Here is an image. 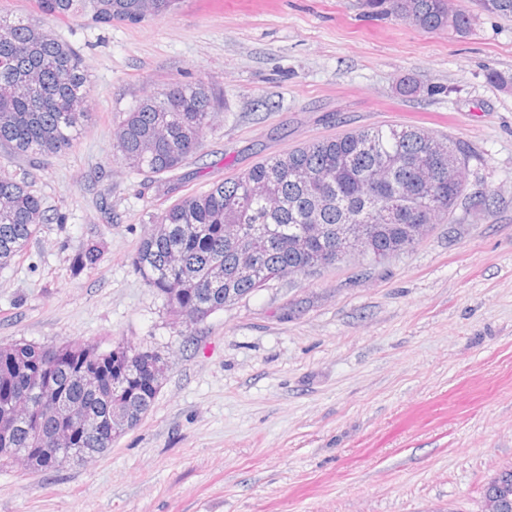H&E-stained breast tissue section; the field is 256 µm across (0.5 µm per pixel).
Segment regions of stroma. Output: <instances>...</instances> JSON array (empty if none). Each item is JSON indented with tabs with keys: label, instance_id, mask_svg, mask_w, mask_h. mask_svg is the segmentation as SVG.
Instances as JSON below:
<instances>
[{
	"label": "stroma",
	"instance_id": "stroma-1",
	"mask_svg": "<svg viewBox=\"0 0 512 512\" xmlns=\"http://www.w3.org/2000/svg\"><path fill=\"white\" fill-rule=\"evenodd\" d=\"M468 35L365 0H179L131 25L39 16L79 50L90 116L71 150L0 160L48 214L0 267V345L159 352L152 409L109 451L42 472L0 464V512H483L512 466V18L454 0ZM418 86L402 94V79ZM202 80L218 96L178 183L144 184L116 131L139 101ZM419 125L470 151L471 205L411 251L270 281L180 329L134 265L179 198L311 140ZM101 257L76 270L88 245Z\"/></svg>",
	"mask_w": 512,
	"mask_h": 512
}]
</instances>
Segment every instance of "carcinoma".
<instances>
[{
  "label": "carcinoma",
  "mask_w": 512,
  "mask_h": 512,
  "mask_svg": "<svg viewBox=\"0 0 512 512\" xmlns=\"http://www.w3.org/2000/svg\"><path fill=\"white\" fill-rule=\"evenodd\" d=\"M424 32L446 30L465 36L472 18L451 0H369ZM490 13L511 17L512 0H480ZM176 0H38L44 15L75 17L88 11L101 24L138 23L164 17ZM88 75L76 49L23 15L0 14V148L5 159L50 157L71 148L89 112ZM216 93L204 81L175 82L141 100L118 132L121 159L152 183L173 177L202 149L215 116ZM457 163L452 183L440 173L448 159ZM467 154L464 145L415 125L352 130L310 141L267 157L239 175L169 206L141 240L135 264L144 283L164 297L185 328L198 325L290 267L318 266L322 253L336 249V226H371L369 255L377 260L414 248L421 240L416 224H435L464 199ZM51 218L28 183L0 177V267L19 256L40 225ZM255 260L251 276L240 274L238 251ZM94 245L76 257V267L93 269ZM116 351L93 345L19 342L0 347V416L24 388L28 416L0 425V460L11 450L34 454L54 446L67 424L66 406L81 403L112 417V364ZM93 365L101 377L98 392L82 385ZM59 387L48 401L34 391L47 382ZM157 390L130 387L120 397L130 420L124 427L79 437L76 447L104 453L135 428L151 409ZM484 501L512 512V468L499 471L484 490Z\"/></svg>",
  "instance_id": "carcinoma-1"
}]
</instances>
